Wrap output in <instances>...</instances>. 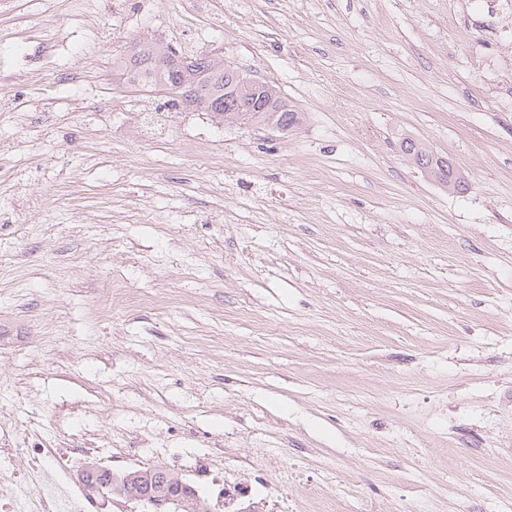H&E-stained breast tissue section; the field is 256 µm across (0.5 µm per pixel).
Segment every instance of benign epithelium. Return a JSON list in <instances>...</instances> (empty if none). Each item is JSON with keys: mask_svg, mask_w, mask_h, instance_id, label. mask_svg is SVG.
I'll return each mask as SVG.
<instances>
[{"mask_svg": "<svg viewBox=\"0 0 512 512\" xmlns=\"http://www.w3.org/2000/svg\"><path fill=\"white\" fill-rule=\"evenodd\" d=\"M80 479L94 497L105 501L122 497L149 508L150 512H164L166 506L195 512L197 505L195 489L166 469L146 468L119 474L88 462L82 466Z\"/></svg>", "mask_w": 512, "mask_h": 512, "instance_id": "7a95c632", "label": "benign epithelium"}]
</instances>
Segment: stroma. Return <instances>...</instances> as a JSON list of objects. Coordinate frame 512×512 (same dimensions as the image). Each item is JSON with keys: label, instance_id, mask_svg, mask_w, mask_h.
Returning <instances> with one entry per match:
<instances>
[{"label": "stroma", "instance_id": "35a3bbf8", "mask_svg": "<svg viewBox=\"0 0 512 512\" xmlns=\"http://www.w3.org/2000/svg\"><path fill=\"white\" fill-rule=\"evenodd\" d=\"M495 23L487 0H0V448L170 469L204 512H512ZM134 40L219 54L301 122L127 92ZM399 148L409 162L423 170L418 164L421 158L424 161L423 166H427L426 170L423 171L442 186L448 187V190L457 191L456 185L465 181V178L449 160L438 156L427 145L418 140L404 137L399 141Z\"/></svg>", "mask_w": 512, "mask_h": 512}]
</instances>
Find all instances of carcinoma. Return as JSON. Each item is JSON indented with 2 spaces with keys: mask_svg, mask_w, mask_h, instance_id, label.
<instances>
[{
  "mask_svg": "<svg viewBox=\"0 0 512 512\" xmlns=\"http://www.w3.org/2000/svg\"><path fill=\"white\" fill-rule=\"evenodd\" d=\"M177 49L166 44L145 43L135 55H119L112 60V69L123 73L127 79L144 86H160L180 81L193 88L189 98H176L174 102L203 110L223 120L232 116V111L247 102L235 94L240 85L237 69L223 70L215 80L206 72L211 60L207 56L194 58L193 68L182 69L175 63ZM249 120L264 125L292 129L300 122L299 113L284 99L276 86L259 93L254 100ZM399 148L405 158L413 163L424 161L426 173L442 186L454 191L464 177L449 160L435 154L429 147L411 137L399 141Z\"/></svg>",
  "mask_w": 512,
  "mask_h": 512,
  "instance_id": "1",
  "label": "carcinoma"
}]
</instances>
